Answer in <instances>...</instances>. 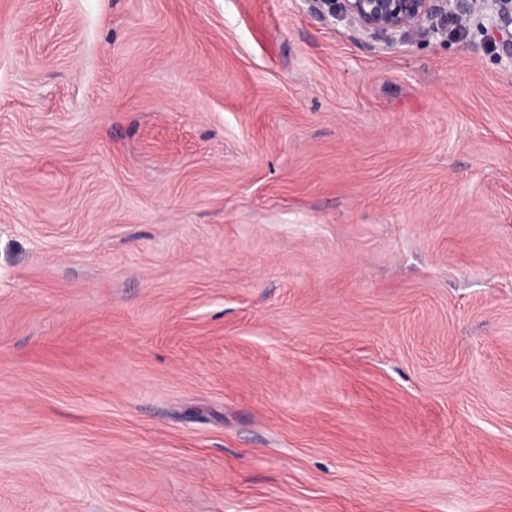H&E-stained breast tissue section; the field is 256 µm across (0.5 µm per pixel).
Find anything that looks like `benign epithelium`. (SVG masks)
<instances>
[{
	"label": "benign epithelium",
	"mask_w": 512,
	"mask_h": 512,
	"mask_svg": "<svg viewBox=\"0 0 512 512\" xmlns=\"http://www.w3.org/2000/svg\"><path fill=\"white\" fill-rule=\"evenodd\" d=\"M322 21L347 18L361 31L387 44L411 37L425 39L448 34V21L457 25L474 15L486 17L493 30L506 34L503 47L512 63V0H304Z\"/></svg>",
	"instance_id": "7a95c632"
}]
</instances>
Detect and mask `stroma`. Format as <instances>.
<instances>
[{"label": "stroma", "instance_id": "stroma-1", "mask_svg": "<svg viewBox=\"0 0 512 512\" xmlns=\"http://www.w3.org/2000/svg\"><path fill=\"white\" fill-rule=\"evenodd\" d=\"M503 56L0 0V512H512Z\"/></svg>", "mask_w": 512, "mask_h": 512}]
</instances>
